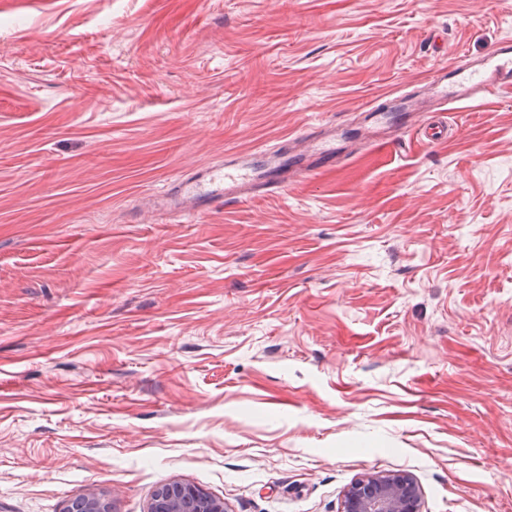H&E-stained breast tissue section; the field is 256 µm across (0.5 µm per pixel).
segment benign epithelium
Wrapping results in <instances>:
<instances>
[{
  "label": "benign epithelium",
  "mask_w": 512,
  "mask_h": 512,
  "mask_svg": "<svg viewBox=\"0 0 512 512\" xmlns=\"http://www.w3.org/2000/svg\"><path fill=\"white\" fill-rule=\"evenodd\" d=\"M64 512H113L112 501L83 495L67 502ZM148 512H228L224 501L186 482L170 481L153 495ZM343 512H422L413 478L404 472H382L351 484Z\"/></svg>",
  "instance_id": "7a95c632"
}]
</instances>
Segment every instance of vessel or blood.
Instances as JSON below:
<instances>
[{
  "label": "vessel or blood",
  "instance_id": "vessel-or-blood-1",
  "mask_svg": "<svg viewBox=\"0 0 512 512\" xmlns=\"http://www.w3.org/2000/svg\"><path fill=\"white\" fill-rule=\"evenodd\" d=\"M427 85L433 96L459 109L476 101L490 103L502 87L512 85V42L505 40L492 47L479 68L458 66L449 76L437 72L430 76ZM423 108L422 101L413 99L400 101L390 110L370 103V130L365 144L380 153L390 151L400 144L406 132L417 126L422 127L428 141L446 139L444 127L432 123L420 126ZM343 154V146L334 135L313 130L301 137L288 160H281L273 152L232 154L181 176L169 194L156 198L154 207L185 216L203 214L228 203L285 190L294 180L318 175L332 167Z\"/></svg>",
  "mask_w": 512,
  "mask_h": 512
}]
</instances>
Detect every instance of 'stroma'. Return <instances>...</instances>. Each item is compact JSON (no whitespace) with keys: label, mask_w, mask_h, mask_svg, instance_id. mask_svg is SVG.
<instances>
[{"label":"stroma","mask_w":512,"mask_h":512,"mask_svg":"<svg viewBox=\"0 0 512 512\" xmlns=\"http://www.w3.org/2000/svg\"><path fill=\"white\" fill-rule=\"evenodd\" d=\"M512 40V0H0V512H512V86L368 152L365 104ZM350 157L150 203L315 125ZM343 512H422L413 478L404 472H382L351 484L345 491ZM148 512H228L223 499L186 482L170 481L153 495ZM112 501L96 495H83L67 502L63 512H112Z\"/></svg>","instance_id":"stroma-1"}]
</instances>
